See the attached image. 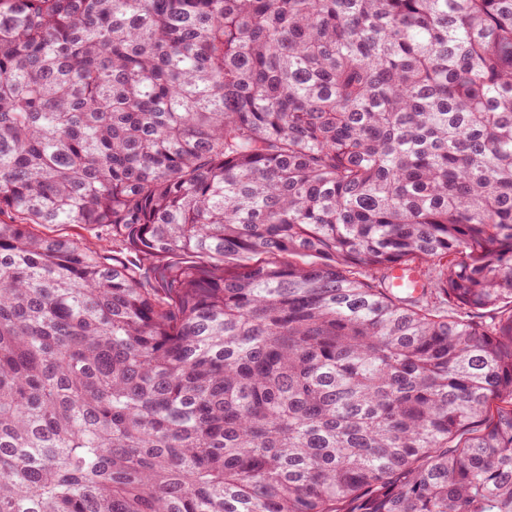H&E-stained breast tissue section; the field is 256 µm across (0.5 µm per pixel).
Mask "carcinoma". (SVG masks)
I'll return each mask as SVG.
<instances>
[{
	"label": "carcinoma",
	"instance_id": "obj_1",
	"mask_svg": "<svg viewBox=\"0 0 512 512\" xmlns=\"http://www.w3.org/2000/svg\"><path fill=\"white\" fill-rule=\"evenodd\" d=\"M3 210L0 512H512V0H0Z\"/></svg>",
	"mask_w": 512,
	"mask_h": 512
}]
</instances>
